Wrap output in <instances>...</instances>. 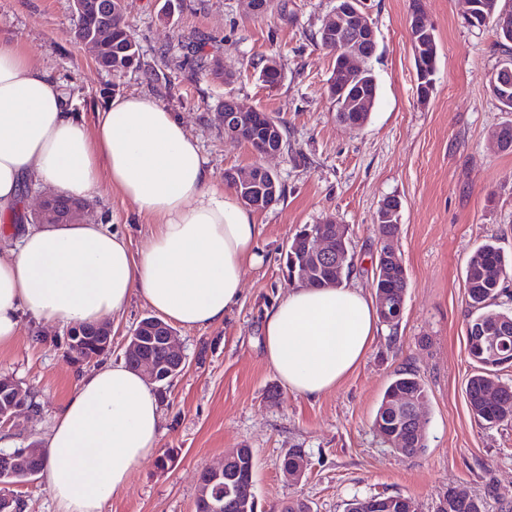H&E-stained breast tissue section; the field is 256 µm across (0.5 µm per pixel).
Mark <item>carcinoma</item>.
<instances>
[{
  "label": "carcinoma",
  "instance_id": "cac0c4a2",
  "mask_svg": "<svg viewBox=\"0 0 512 512\" xmlns=\"http://www.w3.org/2000/svg\"><path fill=\"white\" fill-rule=\"evenodd\" d=\"M112 8L105 14L93 8L96 0H90L91 8L84 16L77 17L73 29L76 41L86 39L94 32L98 43L99 67L110 72H123L142 68L139 46L125 20L126 6L121 0H108ZM470 27L483 28L496 18L507 15L512 26V0H475ZM424 75L417 83V95L422 101L433 92V77L438 60V46L434 33L426 34L422 45L415 46ZM271 59L259 57L252 60V68L262 75L263 82L275 84L282 81V74L269 69ZM186 65L192 71H207L213 79L224 81L230 71L217 59H210L195 48L186 57ZM349 64L334 59L335 74L331 75L328 94L336 103V117L343 118L353 125H362L369 115L362 108L363 100L377 98V83L368 67L348 72ZM512 269V262L505 259L500 248L492 241H486L474 251L467 262L465 288L472 318L468 329L480 328L485 332L482 340L467 336L469 356L477 365V371L469 378L466 393L472 413L489 424L512 422V385L495 382L497 371L509 363L512 365V311L495 309L496 301L502 293L499 283L501 274ZM408 283L402 280L396 270L385 274L378 281L375 296L385 298L395 304L404 300ZM426 388L419 375L414 371L402 370L395 375L386 388L377 409L373 428L383 444L390 449L413 456L426 447V440L418 435L407 422L392 418L386 410V402L392 398H424ZM43 449L25 457L20 470L25 473H39L43 467ZM255 477V459L252 449L237 448L235 455L224 468V487L210 485L202 480L199 483L197 502H203L221 493L224 499V512H244L246 500L250 495L249 481ZM448 509L445 512H485L481 499L465 492L448 491Z\"/></svg>",
  "mask_w": 512,
  "mask_h": 512
}]
</instances>
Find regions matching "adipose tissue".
<instances>
[{
  "label": "adipose tissue",
  "instance_id": "adipose-tissue-1",
  "mask_svg": "<svg viewBox=\"0 0 512 512\" xmlns=\"http://www.w3.org/2000/svg\"><path fill=\"white\" fill-rule=\"evenodd\" d=\"M88 133L61 80L0 39V221L13 223L25 188L94 200L99 170L153 222L140 253L107 224L27 226L0 252V347L23 315L54 326L97 324L122 313L132 292L167 322L204 328L242 295L258 264L254 212L216 189L196 139L159 101L107 98ZM361 289H292L266 309L263 351L289 391L317 397L368 355L379 331ZM161 413L151 385L125 362L81 375L55 412L42 474L57 512H103L132 472L154 457Z\"/></svg>",
  "mask_w": 512,
  "mask_h": 512
}]
</instances>
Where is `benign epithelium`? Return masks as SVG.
I'll list each match as a JSON object with an SVG mask.
<instances>
[{
	"mask_svg": "<svg viewBox=\"0 0 512 512\" xmlns=\"http://www.w3.org/2000/svg\"><path fill=\"white\" fill-rule=\"evenodd\" d=\"M328 44L335 47V54H340L352 64H359L360 47L363 40H375V31L368 21L361 3L357 0H336L331 17L322 26ZM255 110L245 108L233 98L224 100V107L219 112V120L224 132L242 142L246 141L249 129L253 124ZM256 152L262 156L276 155L283 152V138L278 127L267 126L263 139L255 140ZM272 177V172L262 167L260 171L243 174L237 170L227 173V178L243 187L245 196L243 202L248 206L264 211L276 203L275 181H266ZM89 204L80 199H64L56 194L46 196L40 203L33 217L51 224H65L72 217H83ZM400 214L401 201L398 198L386 199L379 206L378 218L374 220L377 229L379 248L377 250V267L387 272L389 267H404L401 255L394 246L398 232L384 227L385 212ZM305 245L306 262L300 266L298 281L301 284L315 285L321 280L322 270L329 264L343 268L348 258V230L341 224H336L328 231H317L306 226L301 235ZM155 335L146 336L140 330L133 329L127 336L124 351L135 350L141 353L137 370L151 384L176 378L185 370V357L176 330L170 328L162 320L154 321ZM95 336L99 341L101 353L112 352V327L96 324L91 327L76 326L67 329L66 340L71 346H78L86 336ZM158 345L163 348L168 363L163 364L152 353L151 347ZM6 385L10 390L9 402L0 404V430L18 425V411L25 409L35 412L30 406V392L22 383L11 378H1L0 387ZM422 401L401 400L392 405L395 412L405 413L404 419L418 431L423 429L418 423V411Z\"/></svg>",
	"mask_w": 512,
	"mask_h": 512,
	"instance_id": "benign-epithelium-1",
	"label": "benign epithelium"
}]
</instances>
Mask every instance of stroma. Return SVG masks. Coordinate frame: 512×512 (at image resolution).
I'll return each mask as SVG.
<instances>
[{
    "mask_svg": "<svg viewBox=\"0 0 512 512\" xmlns=\"http://www.w3.org/2000/svg\"><path fill=\"white\" fill-rule=\"evenodd\" d=\"M412 2L363 0L376 33L369 65L378 93L368 122L354 130L336 119L327 92L333 59L316 40L336 0H287L286 12L261 18L246 15L240 0H126L142 66L119 76L100 69L71 37V0H0V37L16 40L64 82L87 126L104 99L147 95L198 140L216 187H224L228 170L259 164L284 190L277 204L256 214L260 262L247 268L237 305L213 326L178 328L186 368L159 396L157 454L104 512H194L201 471L234 448L255 454L257 512H283L297 498L312 512H346L353 499L378 495H400L414 512H436L452 487L482 499L486 512H501L499 496L512 498V425L479 421L465 392L474 370L467 261L490 238L512 259V151L492 139L512 116L489 88L504 54L492 28L465 24L462 0H420L438 43L434 90L420 100ZM194 45L220 59L235 80L224 84L185 69ZM260 55L281 67L277 90L266 89L250 66ZM148 68L165 81L148 82ZM229 97L279 117L287 151L264 157L231 140L217 119ZM100 193L90 219L110 224L139 249L150 219L108 181ZM389 196L402 203L397 247L408 272L399 323L382 326L364 362L333 391L313 399L288 391L264 358L261 330L265 309L290 289L287 242L307 224L345 225L347 283L373 295L374 217ZM64 334L63 327L27 318L16 340L0 347V376L20 381L40 407L12 431L16 447L30 434L45 438L83 372L66 356ZM404 368L417 371L427 390L420 418L426 446L412 457L381 445L372 430L386 387ZM291 448L304 449L309 461L295 485L281 474Z\"/></svg>",
    "mask_w": 512,
    "mask_h": 512,
    "instance_id": "35a3bbf8",
    "label": "stroma"
}]
</instances>
